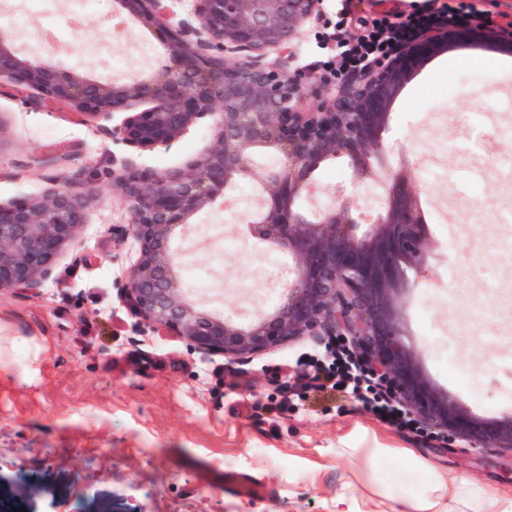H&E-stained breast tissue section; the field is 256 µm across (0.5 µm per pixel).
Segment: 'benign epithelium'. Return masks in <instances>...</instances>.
<instances>
[{"mask_svg":"<svg viewBox=\"0 0 512 512\" xmlns=\"http://www.w3.org/2000/svg\"><path fill=\"white\" fill-rule=\"evenodd\" d=\"M322 3L116 0L121 17L167 35L161 65L121 81L61 72L0 32V78L74 106L138 152L169 146L192 126L211 128L209 145L184 166L131 170L113 182L128 211L118 232L139 245L118 289L140 324L176 336L190 352L233 363L303 337L338 339L436 438L512 450V415L471 413L431 381L411 341L405 296L433 244L414 164L405 153L389 164L385 137L392 106L420 67L485 37L473 28L427 30L345 82L319 85L315 107L302 112L303 85L285 64L304 28L319 20ZM258 152L280 162L261 180L264 203L249 220L251 234L288 256V279L274 305L242 320L208 309L185 288L171 242L255 178ZM337 158L353 171L350 188L305 212L315 172ZM367 179L387 188L372 220L356 203ZM96 194L93 186L64 183L29 201L0 202V291L35 293L54 277L57 257L88 223Z\"/></svg>","mask_w":512,"mask_h":512,"instance_id":"7a95c632","label":"benign epithelium"}]
</instances>
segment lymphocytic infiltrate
Returning <instances> with one entry per match:
<instances>
[{"label":"lymphocytic infiltrate","mask_w":512,"mask_h":512,"mask_svg":"<svg viewBox=\"0 0 512 512\" xmlns=\"http://www.w3.org/2000/svg\"><path fill=\"white\" fill-rule=\"evenodd\" d=\"M335 30L356 24L361 34L353 40H337L336 52L325 57L322 68L327 80L341 82L369 64L389 58L402 43L426 27L464 26L475 21L490 25L492 34L512 37V14L503 8L504 0H446L430 12L399 9L373 10L359 15L361 0H341ZM331 364L315 365L313 379L317 390H345L355 395L378 420L400 430H415L407 411L388 398L374 380L364 374L343 346L333 350Z\"/></svg>","instance_id":"obj_1"}]
</instances>
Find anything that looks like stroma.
Masks as SVG:
<instances>
[{"mask_svg":"<svg viewBox=\"0 0 512 512\" xmlns=\"http://www.w3.org/2000/svg\"><path fill=\"white\" fill-rule=\"evenodd\" d=\"M338 0L303 32L289 71L319 85L323 50ZM71 0L49 11L0 0V28L35 58L64 70L120 79L149 72L164 56L156 35L128 24L115 35L113 0L70 25ZM62 34L47 36L50 25ZM120 69L109 70V59ZM477 118L495 132L487 159L465 148ZM387 137L413 159L435 254L409 290L405 311L422 365L441 389L474 413H512V55L451 49L432 59L396 101ZM212 131L190 128L167 147L135 152L75 107L40 100L0 80V202L42 196L64 182L98 187L76 251L56 262L38 293L0 292V498L18 512H410L435 477L456 480L440 512H479L475 493L512 499V452L445 443L378 421L350 395L301 391L280 401L307 355L323 345L302 338L246 365L188 352L172 336L140 334L117 280L136 260L112 176L122 163L175 169L201 153ZM259 183L234 209L216 204L174 242L185 269H198V297L215 310L251 314L265 304L269 251L246 216ZM86 260L74 264L75 254ZM264 483L262 498L224 490V476ZM22 496H15L16 486Z\"/></svg>","mask_w":512,"mask_h":512,"instance_id":"1","label":"stroma"}]
</instances>
